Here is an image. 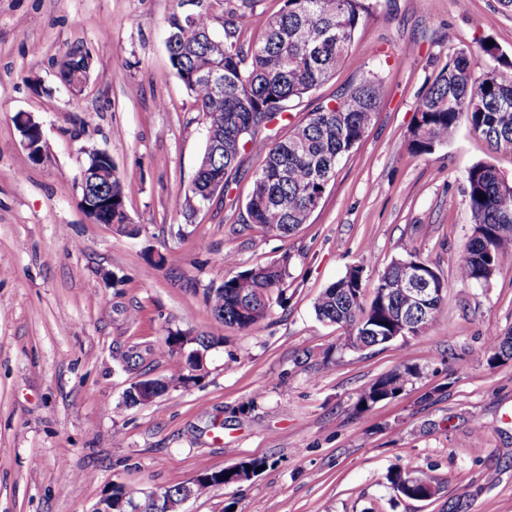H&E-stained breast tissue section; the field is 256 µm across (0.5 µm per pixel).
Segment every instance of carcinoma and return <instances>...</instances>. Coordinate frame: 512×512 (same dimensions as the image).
Wrapping results in <instances>:
<instances>
[{"label": "carcinoma", "instance_id": "obj_1", "mask_svg": "<svg viewBox=\"0 0 512 512\" xmlns=\"http://www.w3.org/2000/svg\"><path fill=\"white\" fill-rule=\"evenodd\" d=\"M174 5L166 18V48L170 65L201 113L206 143L195 175L184 190V218L191 221L195 206L209 203L226 191L236 177L242 154L261 159L245 204L244 224H256L272 238L286 239L307 223L334 176L339 160L358 144L384 92L378 76L366 78L341 94L338 104L316 107L285 134L266 132L259 125L275 123L294 103L331 78L349 55L354 36L368 14L366 0H283L278 13L265 22L252 41L242 31V10L250 0H198L192 15ZM89 56L80 46L69 47L58 60L60 84L83 77L73 63ZM483 138L496 152L512 154V81L496 70L474 74L462 51L437 73L421 96L410 129L409 149L429 155L450 141L461 124ZM129 187L112 168V223L119 232L137 234L126 209ZM466 193L473 216L472 235L456 264L463 283L491 279L503 258L512 254V183L487 163L474 164L466 174ZM483 194L486 199L478 198ZM399 257L379 275L370 301H364L362 269L353 266L330 284L315 302L319 320L346 329L345 346H377L394 336H417L435 323L447 283L410 245H398ZM289 256L223 278L205 289L213 330L184 344L180 330L171 331L158 349L163 357L186 347L187 374L182 383L202 378L203 364L194 355L219 344L226 327L241 331L259 328L273 305L288 302L284 284ZM415 263L424 272L423 287L435 289L429 304L412 308L403 269ZM489 361L512 359V332L493 336L487 344ZM412 371L405 365L363 388L357 406L367 408L397 396ZM151 386L158 398L169 389L162 377L132 384L123 394L127 406L143 404L140 388ZM392 488L408 499L427 489L438 492L434 480L400 469L390 477Z\"/></svg>", "mask_w": 512, "mask_h": 512}]
</instances>
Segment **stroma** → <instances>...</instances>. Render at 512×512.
Here are the masks:
<instances>
[{
  "mask_svg": "<svg viewBox=\"0 0 512 512\" xmlns=\"http://www.w3.org/2000/svg\"><path fill=\"white\" fill-rule=\"evenodd\" d=\"M369 3L346 61L284 123L373 73L385 93L307 223L279 240L237 222L260 165L250 153L227 191L234 207L209 203L184 219L206 131L170 67L172 0H0V512H91L112 484L148 494L250 459L265 469L184 512H512V360L489 363L486 349L491 334L512 331V257L487 283L456 277L473 227L465 175L485 162L512 179V154L465 125L432 154L408 147L422 94L460 50H473L475 74L512 78V9ZM486 37L505 64L477 52ZM76 44L91 58L78 97L54 66ZM19 112L42 128L40 162L23 147ZM93 149L130 186L137 237L80 209ZM403 241L448 284L435 325L344 349V328L316 318V299L353 266L372 286ZM228 251L242 270L290 255L286 307L254 332L225 329L198 383L124 406L144 375L185 373L184 357L156 349L169 331H210L203 291L227 275ZM158 252L176 259L151 266ZM128 351L137 365L118 364ZM403 363L413 375L401 393L356 409L362 388ZM397 468L426 473L441 492L399 496L388 480Z\"/></svg>",
  "mask_w": 512,
  "mask_h": 512,
  "instance_id": "stroma-1",
  "label": "stroma"
}]
</instances>
